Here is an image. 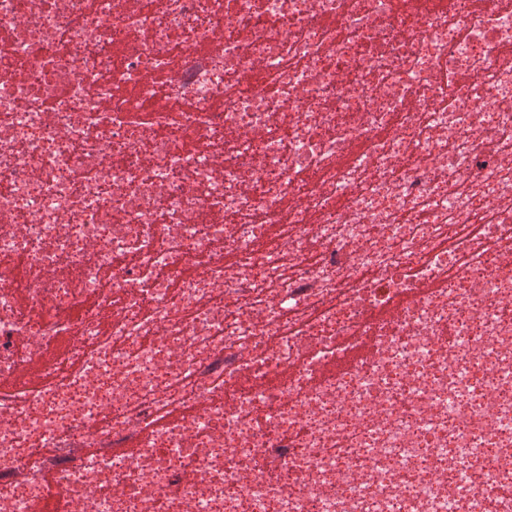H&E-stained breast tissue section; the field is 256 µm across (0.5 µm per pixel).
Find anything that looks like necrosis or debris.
Returning <instances> with one entry per match:
<instances>
[{
	"label": "necrosis or debris",
	"instance_id": "obj_1",
	"mask_svg": "<svg viewBox=\"0 0 512 512\" xmlns=\"http://www.w3.org/2000/svg\"><path fill=\"white\" fill-rule=\"evenodd\" d=\"M73 311L0 512H512V0H0V374ZM374 349V343L366 339L354 351L345 353L336 361L326 364L320 372V377L333 376L349 366L363 362L373 354Z\"/></svg>",
	"mask_w": 512,
	"mask_h": 512
}]
</instances>
